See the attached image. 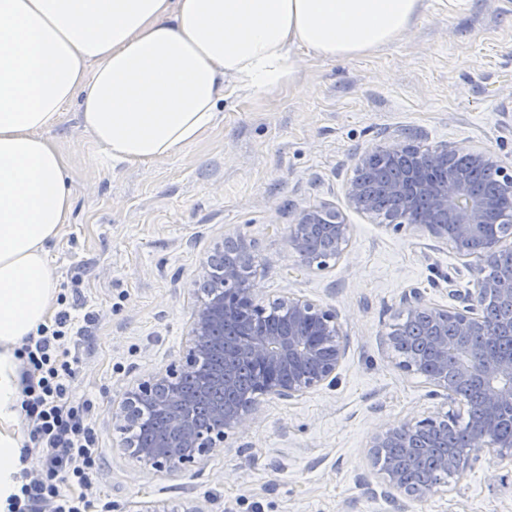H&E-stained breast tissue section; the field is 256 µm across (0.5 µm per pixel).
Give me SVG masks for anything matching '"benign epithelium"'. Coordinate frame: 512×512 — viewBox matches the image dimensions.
Here are the masks:
<instances>
[{
	"mask_svg": "<svg viewBox=\"0 0 512 512\" xmlns=\"http://www.w3.org/2000/svg\"><path fill=\"white\" fill-rule=\"evenodd\" d=\"M405 160L407 165L388 186L399 207L389 223L401 228L409 213L425 201L431 216H421L416 226L432 238L452 246L462 257L472 260L476 273V291L496 303L512 307V273L486 281L479 273L495 263L504 251V242L512 238V228L503 235L491 236L487 225L497 223L504 199L512 201V166L502 164L489 150L457 148L446 145L416 148L396 139L371 149L358 158L357 168L370 166L376 156ZM351 207L372 213L375 203L360 180L347 188ZM350 227L342 213L327 204L304 208L288 233V247L300 266L322 269L330 259L341 257L349 242ZM232 260L224 259L219 249L201 262L196 283L202 285L205 299L194 310L189 330L185 362L158 372L127 392L125 400L112 412V420L122 424L131 420V411L148 403L168 412V434L154 444L136 449L145 465L155 469H175L203 460L224 447L226 431L243 427L254 419L257 402L251 398L234 407L215 401L210 408L213 424L200 427L195 422L197 404L182 390L183 380L191 375L206 391L215 379L203 361L218 349L214 336L234 323L239 338L235 351L250 358L259 368L253 393L296 399L336 379L345 356L344 334L336 310L312 300L288 295L276 301L287 313L288 329L267 327L268 312L257 299L252 276L243 275L252 265L251 245L240 238L230 242ZM406 320L420 313L432 316L437 330L431 335L432 358L438 371L429 381L450 402L466 404L462 387L476 383L483 391L481 412L469 429V447L475 449L468 459L473 466L478 452L488 450L499 462L512 463V445L504 446L495 437V427L504 410L512 411V351L500 353L492 347L479 349L472 338L483 336L492 342L503 335L490 306L481 310L467 306L450 311L423 303L421 295L410 291L401 298ZM452 415L438 411L417 419L407 418L377 432L371 440L374 448H403L407 464H412L419 449L412 438L421 432L446 429ZM383 480L408 499L420 498L424 490L411 485L408 474L397 463L384 467Z\"/></svg>",
	"mask_w": 512,
	"mask_h": 512,
	"instance_id": "obj_1",
	"label": "benign epithelium"
}]
</instances>
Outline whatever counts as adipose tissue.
Instances as JSON below:
<instances>
[{"instance_id": "ef3b65f1", "label": "adipose tissue", "mask_w": 512, "mask_h": 512, "mask_svg": "<svg viewBox=\"0 0 512 512\" xmlns=\"http://www.w3.org/2000/svg\"><path fill=\"white\" fill-rule=\"evenodd\" d=\"M424 0H0V512L16 490L19 350L49 317L68 162L46 130L77 102L112 160L195 142L232 93L293 80L297 50L344 61L401 39Z\"/></svg>"}]
</instances>
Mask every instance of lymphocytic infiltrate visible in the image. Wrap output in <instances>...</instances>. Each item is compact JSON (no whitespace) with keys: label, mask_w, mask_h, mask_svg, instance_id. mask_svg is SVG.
Masks as SVG:
<instances>
[{"label":"lymphocytic infiltrate","mask_w":512,"mask_h":512,"mask_svg":"<svg viewBox=\"0 0 512 512\" xmlns=\"http://www.w3.org/2000/svg\"><path fill=\"white\" fill-rule=\"evenodd\" d=\"M92 320V313L78 319L64 308L24 340V444L19 488L7 500V512H89L88 490L101 456L91 405L75 399L72 383L79 364L76 339Z\"/></svg>","instance_id":"f902f5d3"}]
</instances>
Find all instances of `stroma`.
I'll list each match as a JSON object with an SVG mask.
<instances>
[{"instance_id":"stroma-1","label":"stroma","mask_w":512,"mask_h":512,"mask_svg":"<svg viewBox=\"0 0 512 512\" xmlns=\"http://www.w3.org/2000/svg\"><path fill=\"white\" fill-rule=\"evenodd\" d=\"M399 41L330 62L298 53L272 92L228 98L213 126L174 155L112 161L84 134L77 105L51 128L69 163L73 206L49 262L65 295L93 312L73 383L92 405L101 468L91 512H512V466L486 454L441 491L386 493L371 438L447 405L405 372L387 334L401 296L459 308L475 289L468 259L423 229L395 230L349 207L359 155L402 132L418 146L487 149L512 165V0H424ZM328 203L350 226L343 255L301 270L288 231ZM245 237L263 303L294 293L335 309L347 338L333 385L298 400L258 399L256 420L187 468L155 470L125 448L112 409L147 375L179 364L201 261Z\"/></svg>"}]
</instances>
